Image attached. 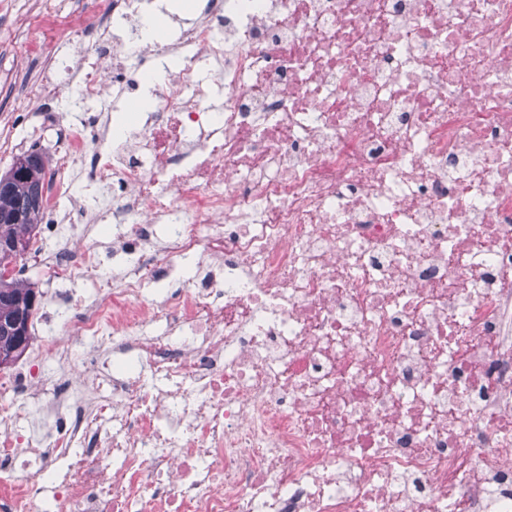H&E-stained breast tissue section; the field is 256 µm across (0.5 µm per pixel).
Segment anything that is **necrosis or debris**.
<instances>
[{"instance_id":"obj_1","label":"necrosis or debris","mask_w":512,"mask_h":512,"mask_svg":"<svg viewBox=\"0 0 512 512\" xmlns=\"http://www.w3.org/2000/svg\"><path fill=\"white\" fill-rule=\"evenodd\" d=\"M144 23L17 22L47 70L100 62L32 117L103 99L112 135L61 128L46 174L55 313L0 372V512H512V0Z\"/></svg>"}]
</instances>
